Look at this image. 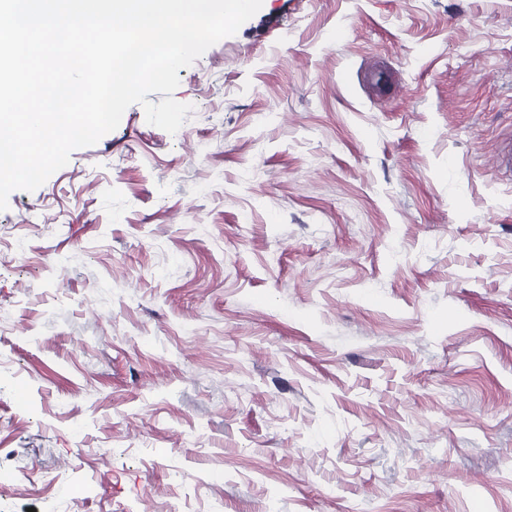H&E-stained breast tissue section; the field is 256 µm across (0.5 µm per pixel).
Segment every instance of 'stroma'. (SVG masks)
<instances>
[{
    "label": "stroma",
    "instance_id": "1",
    "mask_svg": "<svg viewBox=\"0 0 512 512\" xmlns=\"http://www.w3.org/2000/svg\"><path fill=\"white\" fill-rule=\"evenodd\" d=\"M178 75L0 211V512H512V0H263Z\"/></svg>",
    "mask_w": 512,
    "mask_h": 512
}]
</instances>
